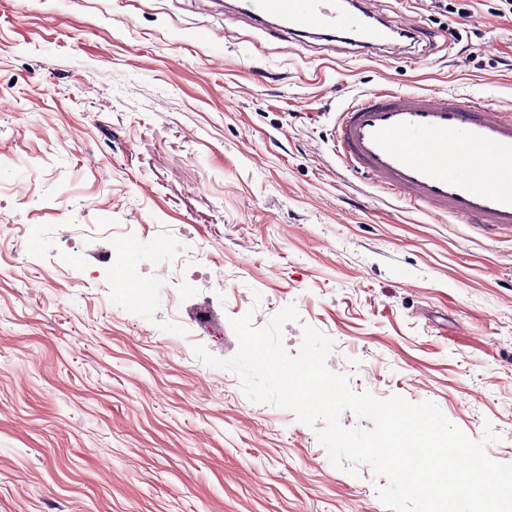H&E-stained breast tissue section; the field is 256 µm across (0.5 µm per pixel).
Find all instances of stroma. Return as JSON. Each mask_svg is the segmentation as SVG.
Here are the masks:
<instances>
[{"label":"stroma","instance_id":"obj_1","mask_svg":"<svg viewBox=\"0 0 512 512\" xmlns=\"http://www.w3.org/2000/svg\"><path fill=\"white\" fill-rule=\"evenodd\" d=\"M374 8L415 21L407 54L225 0H0V512H389L386 477L195 353L232 357L230 320L290 304L289 352L312 326L353 391L433 402L512 463V232L362 182L332 139L383 86L512 113V10ZM181 248L172 312L154 270Z\"/></svg>","mask_w":512,"mask_h":512}]
</instances>
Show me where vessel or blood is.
I'll return each instance as SVG.
<instances>
[{"label": "vessel or blood", "instance_id": "vessel-or-blood-1", "mask_svg": "<svg viewBox=\"0 0 512 512\" xmlns=\"http://www.w3.org/2000/svg\"><path fill=\"white\" fill-rule=\"evenodd\" d=\"M235 11L282 33L345 34L377 49L373 0H238ZM333 141L343 166L387 193L467 224L512 230V115L455 95L369 90L336 117Z\"/></svg>", "mask_w": 512, "mask_h": 512}]
</instances>
